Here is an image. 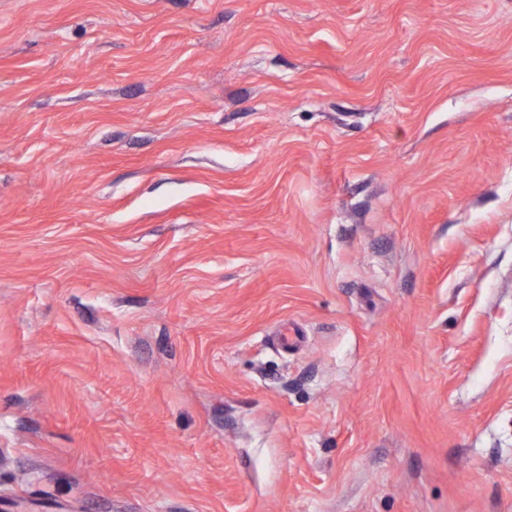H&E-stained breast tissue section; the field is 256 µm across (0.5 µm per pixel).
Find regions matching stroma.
Returning a JSON list of instances; mask_svg holds the SVG:
<instances>
[{
  "instance_id": "stroma-1",
  "label": "stroma",
  "mask_w": 512,
  "mask_h": 512,
  "mask_svg": "<svg viewBox=\"0 0 512 512\" xmlns=\"http://www.w3.org/2000/svg\"><path fill=\"white\" fill-rule=\"evenodd\" d=\"M0 512H512V0H0Z\"/></svg>"
}]
</instances>
